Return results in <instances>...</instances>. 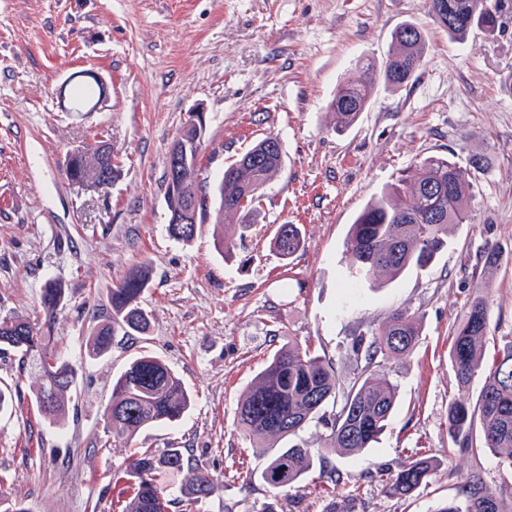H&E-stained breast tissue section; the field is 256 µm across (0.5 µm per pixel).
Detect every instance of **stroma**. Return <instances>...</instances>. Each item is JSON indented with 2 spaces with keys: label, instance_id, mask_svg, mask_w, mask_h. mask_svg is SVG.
Segmentation results:
<instances>
[{
  "label": "stroma",
  "instance_id": "obj_1",
  "mask_svg": "<svg viewBox=\"0 0 512 512\" xmlns=\"http://www.w3.org/2000/svg\"><path fill=\"white\" fill-rule=\"evenodd\" d=\"M405 22L426 34L419 72L401 89L377 87L355 124L334 130L338 86L360 61L383 60ZM82 71L107 90L90 112L59 95ZM196 107L206 114L209 185L254 141L271 134L282 146L258 220L227 256L214 245V216L190 242L167 232L168 150ZM100 142L117 167L111 186L70 181L66 154ZM431 156L469 171V220L427 270L375 290L342 281L344 241L362 207ZM282 224L304 239L287 259L270 246ZM489 243L512 253V17L503 31L458 43L427 0H0V316H38L45 283L62 282L56 351L79 372L59 429L37 411L19 354L0 350V497L27 512H116L133 449L185 448L223 486L173 512H260L272 500L283 512H324L333 498L354 499L356 512H433L471 475L512 512V469L458 452L448 437L449 403L462 395L477 405L484 382L460 388L449 359L475 296L490 304L487 353L512 344V262L480 266ZM143 263L152 270L147 337H115L107 355L89 359L84 340L110 315L113 285ZM404 308L422 333L386 365L398 397L378 442L350 455L323 450L276 495L257 474L282 442L253 443L236 424L247 387L292 338L331 358L348 386L354 333ZM146 352L177 372L191 405L127 445L107 436L103 413L113 379ZM422 454L439 464L431 483L407 498L387 493Z\"/></svg>",
  "mask_w": 512,
  "mask_h": 512
}]
</instances>
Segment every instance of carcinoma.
Returning a JSON list of instances; mask_svg holds the SVG:
<instances>
[{"mask_svg":"<svg viewBox=\"0 0 512 512\" xmlns=\"http://www.w3.org/2000/svg\"><path fill=\"white\" fill-rule=\"evenodd\" d=\"M434 22L454 41H463L475 29L493 33L501 17L512 14V0H427ZM424 31L414 23H403L392 34V47L385 60L362 63L360 76L340 85L330 103L334 128L351 127L363 112L379 83L388 89L406 85L422 66ZM96 88L80 78L71 94L85 104ZM203 127L182 130L179 145L187 149L190 168L185 171L182 190L167 188L171 219L170 236L190 241L196 225L185 224L184 210L205 218L210 212V194L200 164ZM282 167L279 139L269 135L259 140L224 168L218 184L219 208L216 221L224 233L215 247L230 252L231 233L255 223L256 210L266 184ZM112 169L100 160L98 149L73 155L65 165L71 181L90 187L109 186L112 181L96 177V170ZM473 195L467 171L445 158L430 157L410 167L397 183L384 188L362 208L344 242L350 259L348 272L368 281L394 279L409 269L424 270L448 245L451 226L463 224ZM302 232L296 224L278 226L271 245L287 259L302 247ZM150 267L131 269L112 288V314L87 336L85 349L91 360L105 356L117 334L144 336L149 317L141 307V296L149 285ZM66 289L49 281L41 296L42 318L32 323L24 316L0 319V346L21 355L22 364L37 372L33 391L37 410L54 425L66 416L65 396L75 384L78 371L56 354L54 328L57 312L64 305ZM491 323L489 303L484 296L467 306L454 332L450 359L459 383L469 384L480 371L485 379L478 407L464 398L448 406V436L464 452L487 449L500 465L512 469V344L484 364V349ZM421 336L419 317L395 310L380 328L352 339L350 353L356 372L348 390L340 388L333 360L317 354L311 346L290 340L275 351L271 361L249 387L237 406L238 428L256 440L277 441L297 436L306 425L331 404L335 413L324 422L328 434L323 447L341 454L369 448L384 430L397 402L395 385L381 374L389 359L411 353ZM191 397L172 367L152 354L133 359L112 382V393L104 412V432L115 439L132 441L146 428L180 420ZM319 450L294 444L272 456L259 478L274 491L295 487L313 466ZM190 469L186 494L199 501L218 491L222 484L207 470L193 464L191 455L180 448L161 453L138 452L125 468L132 489L118 512H171L174 500L160 481L162 474ZM437 463L417 457L397 472L391 490L407 496L428 485ZM462 501H445L434 512H500L497 497L476 475L461 486Z\"/></svg>","mask_w":512,"mask_h":512,"instance_id":"1","label":"carcinoma"}]
</instances>
